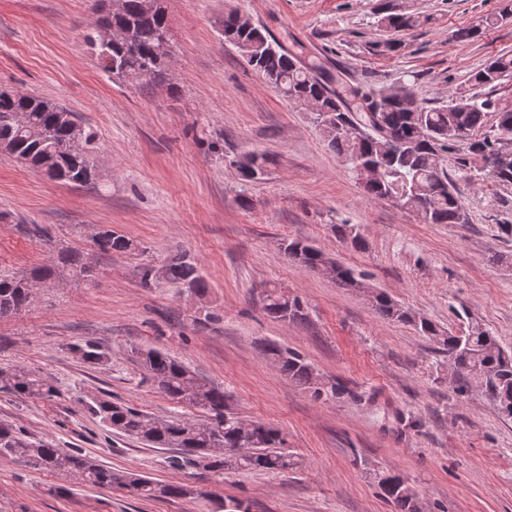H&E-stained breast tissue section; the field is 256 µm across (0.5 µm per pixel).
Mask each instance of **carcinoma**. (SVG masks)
<instances>
[{
	"label": "carcinoma",
	"mask_w": 512,
	"mask_h": 512,
	"mask_svg": "<svg viewBox=\"0 0 512 512\" xmlns=\"http://www.w3.org/2000/svg\"><path fill=\"white\" fill-rule=\"evenodd\" d=\"M511 16L512 6L506 4L479 24L457 30L456 38L460 42L473 41L482 29ZM102 22L127 30L134 43L132 50L123 42L104 47L98 36H88L87 42L105 72L138 86L166 82L170 56L159 57L155 53L162 41L170 39L165 8L148 12L144 0H125L123 14L100 15L96 23ZM378 25L400 32L419 27L421 21L412 15L389 13L378 19ZM223 27L224 41L238 48L248 65L279 94L297 104H315L327 146L346 158L369 198H392L399 207L417 213L426 224L464 223L461 201L442 167L444 154L464 140L468 156L459 158L462 170L471 169L472 156L480 161L476 168L480 179L512 184V138L498 136L502 127L512 126V102L492 97L461 98L450 105L428 107L409 103L414 94L400 85L375 92L373 103L367 104L359 98L366 89L352 86L339 76L324 78L328 70L320 60L288 49L250 22L239 8L224 13ZM506 77H512L511 54L492 59L472 75V80L487 86ZM490 114L495 116L496 129L475 137L474 132L484 126ZM0 152L52 180L87 185L97 177L95 133L59 104L22 91H0ZM267 162L266 155L249 152L243 155L239 171L245 179H253L263 172ZM93 243L103 255L139 249L133 240L110 229L99 233ZM283 248L291 262L305 269L329 272V278L342 288L364 287V275L355 274L311 244L286 239ZM58 260L72 281L93 279V269L80 251L62 252ZM57 272L59 267L50 264L37 269L30 278L0 276V318L18 315L28 308L36 299L30 291L31 282L48 280ZM162 277L174 284H186L196 292L206 289L196 267L178 255L167 260ZM373 304L382 318L414 326L419 334L438 345L439 353L453 360L457 391L466 392L470 386L480 385L497 410L512 408V356L503 355L489 330L473 324L461 335L442 333L431 321L383 292L373 296ZM263 310L278 320H305L299 298L275 290L263 292ZM76 350L89 363L105 361V354L94 343L78 345ZM266 353L283 375L311 391L316 399L345 395L362 399V395L340 382L322 381L296 351L270 344ZM135 356L144 378L156 389L178 404L204 411L206 419L170 417L159 420L153 428L152 416L137 408L101 397L85 402L88 411L104 426L148 446L178 450L179 454L171 459L177 468L195 467L222 474L226 470L286 472L297 465L294 455L288 452L286 436L279 429L254 422L244 430L234 416H226L224 388L197 378L159 349H138ZM0 387L15 395L48 401L59 395L51 381L22 368L0 370ZM246 446L249 452L240 457L208 452L210 448ZM12 458H24L33 467L50 472L70 474L77 470L80 480L90 487H112L138 499L189 497L183 483H165L96 464L75 450L30 442L12 426L0 424V459ZM378 485L395 512H424L418 494L401 483V476L381 474Z\"/></svg>",
	"instance_id": "cac0c4a2"
}]
</instances>
